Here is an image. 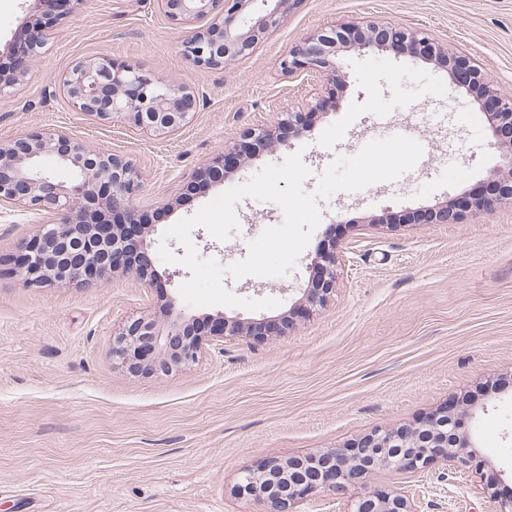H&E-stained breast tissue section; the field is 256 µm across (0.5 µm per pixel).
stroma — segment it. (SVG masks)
I'll return each instance as SVG.
<instances>
[{"label":"stroma","mask_w":512,"mask_h":512,"mask_svg":"<svg viewBox=\"0 0 512 512\" xmlns=\"http://www.w3.org/2000/svg\"><path fill=\"white\" fill-rule=\"evenodd\" d=\"M34 0H0V59L28 29ZM389 23L428 33L480 64L512 97V0H296L247 58L191 67L178 24L155 0H79L45 35L24 81L0 90V141L51 127L131 161L144 186L137 204L152 244L178 220L300 152L314 191L330 163L372 140L403 135L423 154L400 177L338 191L318 203L321 220L282 277H225L245 299L274 298L259 311L226 308L257 322L287 320L278 336H228L204 345L190 367L152 377L112 361V336L128 319L165 317L188 269L156 262L166 286L134 276L84 288L26 286L0 275V512H269L238 495L241 471L269 456H313L377 430L414 425L463 402L483 464L479 473L421 476L376 470L365 483L298 504V512H353L370 491L407 492L418 512H495L484 484L512 487V202L457 224H418L480 188L495 157L472 96L453 89L445 67L380 52L341 53L337 84L282 70L296 44L338 23ZM108 56L204 95L192 123L173 135L133 134L79 112L60 81L75 62ZM316 115L290 148L251 154L223 182L187 194L210 158L243 132L277 128L282 112ZM227 240L191 232L197 255L230 266L280 225L279 205L236 206ZM41 217L0 206V257L39 230ZM335 253L336 288L320 307L304 301L320 256Z\"/></svg>","instance_id":"stroma-1"}]
</instances>
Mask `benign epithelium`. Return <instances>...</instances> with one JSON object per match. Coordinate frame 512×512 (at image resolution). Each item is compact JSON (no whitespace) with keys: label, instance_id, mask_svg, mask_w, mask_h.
<instances>
[{"label":"benign epithelium","instance_id":"7a95c632","mask_svg":"<svg viewBox=\"0 0 512 512\" xmlns=\"http://www.w3.org/2000/svg\"><path fill=\"white\" fill-rule=\"evenodd\" d=\"M265 14L253 19L238 12L221 14L220 0H157L167 18L193 23L210 19L204 29L192 33L182 45V55L193 68H218L244 56L277 27L279 14L295 0H261ZM49 25L18 46L15 73L3 83L15 84L27 75L25 63L33 59L43 43ZM343 51L390 52L415 61L439 60L448 64V77L465 93L478 90L474 102L480 109L498 111L500 125L491 128L490 145L498 150L495 164L484 180L498 187L471 205L474 211L491 213L512 199V100L485 79L470 58L450 55L423 32L394 25L369 23L335 24L306 37L281 61L290 73L319 76L336 83L341 80L339 53ZM63 92L73 105L100 120L119 121L133 133L168 134L190 124L198 110L199 93L183 84H172L135 65L107 58L77 61L63 79ZM309 112H288L282 126L296 136L307 131ZM245 139L264 150L281 149L287 141L271 129H255ZM45 156L70 169L74 178L63 184L41 166ZM247 156L238 148L215 154L198 178H224V163ZM141 187L139 174L122 157L101 152L63 130L39 129L7 144H0V205L18 211L40 212L48 223L25 238L19 254L8 259L7 273L27 284L72 281L84 286H101L116 273L132 274L153 286L158 283L151 258V242L129 234L125 228L141 224L136 197ZM101 214L112 229V250L101 248L93 236L94 225L83 217ZM328 269L323 281L305 297L311 306L323 305L335 284L336 255L325 257ZM209 338L226 335L269 336L282 333L284 324L265 326L237 316L220 313ZM194 316L178 307L175 299L166 303L163 321L145 315L136 318L112 338V360L132 374H165L194 363L204 338L194 332ZM476 443L462 426V420L444 408L422 419L414 427H399L370 433L346 448H336L315 457H267L258 471L245 470L239 477V494L258 495L272 506V512H297L296 505L326 493H336L364 481L375 469L423 474L436 464H453L459 472L477 467ZM356 512H413L409 499L401 494L368 493L359 498Z\"/></svg>","mask_w":512,"mask_h":512}]
</instances>
